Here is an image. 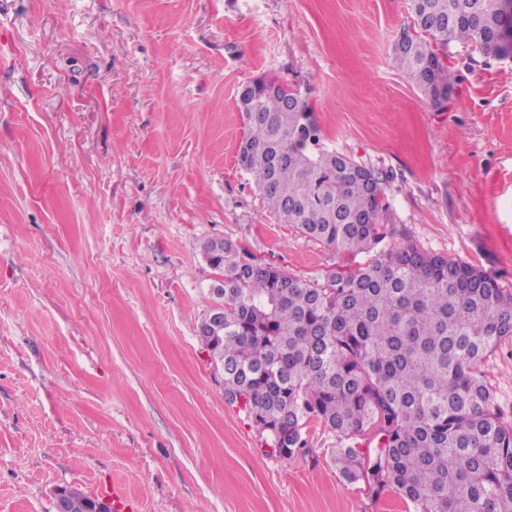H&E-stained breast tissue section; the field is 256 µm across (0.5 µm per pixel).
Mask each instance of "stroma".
<instances>
[{
	"label": "stroma",
	"mask_w": 512,
	"mask_h": 512,
	"mask_svg": "<svg viewBox=\"0 0 512 512\" xmlns=\"http://www.w3.org/2000/svg\"><path fill=\"white\" fill-rule=\"evenodd\" d=\"M408 22V0H0V512L116 485L139 512H409L343 483L319 423L308 453L266 455L198 335L206 241L306 279L342 260L236 161L258 79L387 172L394 243L512 293V58L449 44L437 107L394 61ZM484 371L512 422V338Z\"/></svg>",
	"instance_id": "stroma-1"
}]
</instances>
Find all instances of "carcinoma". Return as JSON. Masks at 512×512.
<instances>
[{"label": "carcinoma", "mask_w": 512, "mask_h": 512, "mask_svg": "<svg viewBox=\"0 0 512 512\" xmlns=\"http://www.w3.org/2000/svg\"><path fill=\"white\" fill-rule=\"evenodd\" d=\"M409 15L394 59L437 105L455 82L441 60L449 43L512 56V0H409ZM239 109L238 164L268 208L338 255L373 258L320 282L205 243L220 302L200 339L224 370L225 401L284 459L319 422L345 482L373 496L390 486L413 512H512V423L482 370L512 337V294L470 263L382 246L383 174L370 170L369 183L324 146L300 89L258 80ZM63 492L71 512H89L92 496Z\"/></svg>", "instance_id": "carcinoma-1"}]
</instances>
